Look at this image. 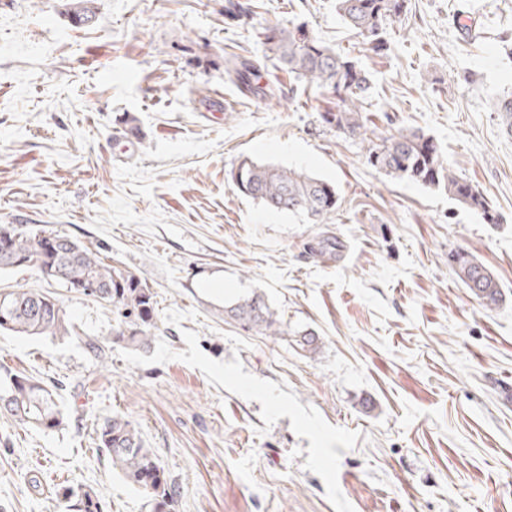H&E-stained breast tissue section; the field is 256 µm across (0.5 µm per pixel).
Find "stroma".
<instances>
[{
    "label": "stroma",
    "instance_id": "35a3bbf8",
    "mask_svg": "<svg viewBox=\"0 0 512 512\" xmlns=\"http://www.w3.org/2000/svg\"><path fill=\"white\" fill-rule=\"evenodd\" d=\"M70 2L0 0V224L135 273L158 328L136 349L114 340L112 305L0 273V290L53 293L105 349L0 332V376L59 384L69 409L53 431L0 412V512H61L67 485L104 512H150L98 446L113 415L177 486L174 512H512V134L492 109L512 92V0H409L379 55L336 0H97L83 25ZM299 24L369 73L374 133L432 136L499 223L392 179L323 123L333 94L265 55L266 30ZM237 57L273 99L241 95ZM244 156L333 184L329 223L241 194L229 171ZM461 250L499 304L458 280ZM256 292L286 335L225 315ZM304 330L316 353L297 348ZM455 274L463 286L487 306L502 299L500 285L494 275L469 252L458 251L453 256Z\"/></svg>",
    "mask_w": 512,
    "mask_h": 512
}]
</instances>
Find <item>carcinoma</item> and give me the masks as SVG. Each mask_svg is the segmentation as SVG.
I'll return each instance as SVG.
<instances>
[{"mask_svg":"<svg viewBox=\"0 0 512 512\" xmlns=\"http://www.w3.org/2000/svg\"><path fill=\"white\" fill-rule=\"evenodd\" d=\"M95 0H75L70 17L77 24L95 18ZM336 12L356 31L373 52L387 48V29L404 21L408 0H336ZM266 54L288 67V73L336 97V109L321 113V119L336 132L353 140L368 142V163L399 179L434 187L448 193L464 207L481 214L487 224L499 216L487 196L448 167L441 145L420 129H398L368 137L365 113L372 83L365 70L349 53L328 46L309 35L303 27L271 29L265 36ZM228 73L245 95H258L259 74L249 62H231ZM495 111L506 130L512 132V94L496 100ZM240 193L259 201L267 210L302 213L315 224H325L337 209L336 187L301 170L262 165L245 157L230 170ZM7 235L6 252H0V272L25 260L42 277L64 286L84 285L91 280L103 288L102 300L118 314L114 339L148 349L158 329L153 292L134 273L112 266L80 241L65 234L33 233L22 224H0ZM455 274L463 286L488 306L502 299L494 275L469 252L453 256ZM227 314L245 327L264 336L286 333L283 323L258 293L231 308ZM19 336L65 339L76 337L96 356L103 348L92 336L77 331L70 315L56 297L34 288L0 291V332ZM59 387L32 376L8 374L0 378V409L16 422L33 429L55 430L65 423L59 402ZM98 447L112 461V469L148 497L151 512H171L178 490L169 481L155 453L147 448L133 423L121 416L106 420L97 432ZM64 512H103L102 503L89 486L61 488Z\"/></svg>","mask_w":512,"mask_h":512,"instance_id":"obj_1","label":"carcinoma"}]
</instances>
